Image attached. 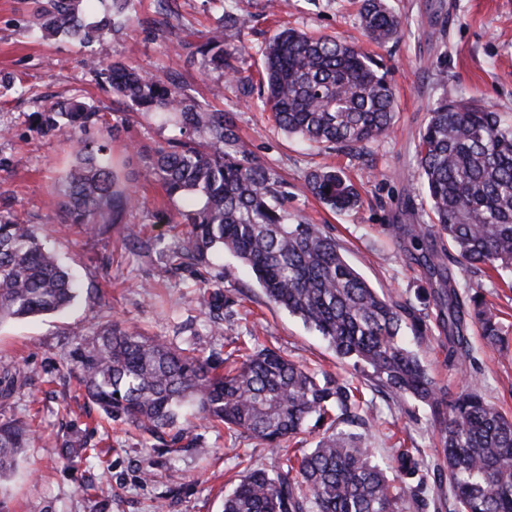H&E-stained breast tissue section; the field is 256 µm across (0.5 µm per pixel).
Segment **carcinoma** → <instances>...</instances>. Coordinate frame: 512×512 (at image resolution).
Segmentation results:
<instances>
[{
  "instance_id": "obj_1",
  "label": "carcinoma",
  "mask_w": 512,
  "mask_h": 512,
  "mask_svg": "<svg viewBox=\"0 0 512 512\" xmlns=\"http://www.w3.org/2000/svg\"><path fill=\"white\" fill-rule=\"evenodd\" d=\"M83 2L91 9L97 4L40 0L33 26L87 42L92 32L119 23L136 7V0H113L117 10L90 25L79 9ZM359 14L371 42L398 37L402 19L387 0H361ZM245 25L229 15L209 31L198 47L203 70L222 71L230 58L245 56ZM107 82L133 105L172 112L181 128L207 135L203 147L175 141L151 163L168 197L196 200L194 208L179 212L187 231L169 260L178 263L185 254L201 260L213 250L234 254L268 302L318 331L340 360L372 369L377 386L432 408L442 425L456 512H512V418L476 391L449 398L437 387L419 357L398 342L401 309L367 283L319 225L288 223V213L275 203L276 179L240 143L233 120L148 71L114 65ZM259 85L278 126L317 146L358 153L393 127L395 94L386 73L367 53L336 37L277 30L264 49ZM100 120L98 109L74 102L39 113L36 123L43 134H64ZM106 149L103 142H78L75 163L51 193L71 223L86 231L116 224L140 207L135 195L120 188L104 160ZM416 160L432 223L455 250L451 257L445 251L428 256L432 273L448 282L441 290L448 308V356L467 351L468 322L496 344L499 322L480 293L461 298L447 264L481 265L498 274L512 270V125L477 101L442 100L418 134ZM307 185L334 211L360 202L354 184L334 168L312 171ZM81 291L31 225L0 215V323L59 312ZM69 361L88 400L164 446L173 429L172 443L186 436L180 424L189 408L198 420L263 441L281 455L272 473L244 469L224 496L222 512H403L404 494L371 460L366 435L351 431L365 423L358 388L322 382L272 349H257L226 367L218 352L206 356L192 344L180 348L110 324L80 339ZM0 372L11 380L0 389L6 402L27 375L15 364L0 366ZM311 420L324 426L315 448L300 456L283 451L281 443ZM31 439L23 423L0 420V479L12 472ZM60 448L73 461L96 445L76 430ZM396 463L403 475L418 470L406 448L398 449Z\"/></svg>"
}]
</instances>
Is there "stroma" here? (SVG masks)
I'll return each mask as SVG.
<instances>
[{
    "instance_id": "1",
    "label": "stroma",
    "mask_w": 512,
    "mask_h": 512,
    "mask_svg": "<svg viewBox=\"0 0 512 512\" xmlns=\"http://www.w3.org/2000/svg\"><path fill=\"white\" fill-rule=\"evenodd\" d=\"M403 20L400 36L379 47L364 36L359 0H138L137 12L88 44L47 37L30 29L35 0H0V215L32 225L84 292L66 311L0 325V362L25 369V385L0 419L15 418L39 432L16 471L0 480V512H221L224 495L248 464L269 471L280 460L255 439H237L202 424L185 446L155 447L131 424L106 421L69 375L68 354L79 337L109 322L179 344L193 337L202 348L230 353L259 344L315 371L359 386L368 410L365 434L375 463L395 476L397 448L420 462L405 483L417 490L405 512H455L442 460L439 423L431 408L378 387L366 371L337 359L316 332L269 303L245 266L227 252L204 262L170 265L183 239L172 219L189 206L168 198L150 169L159 149L179 136L165 112H141L89 74L88 56L159 78L181 75L185 91L232 117L253 157L277 180L291 222L322 226L372 288L401 306L410 322L402 342L429 368L448 394L474 388L512 415V288L473 269H455L459 284L479 286L503 327L504 345L469 328V351L452 359L444 328L447 311L421 252H410V230L430 221L419 183L415 142L440 100L475 99L512 121V0H393ZM249 17L241 39L242 66L257 75L268 38L283 27L337 35L363 47L387 73L395 94L392 132L353 156L315 149L285 134L259 94L243 96L227 74L201 78L200 65L180 42H201L222 11ZM81 99L112 128V168L136 190L140 209L93 234L70 224L48 199L73 159L78 140L102 136L94 126L78 135L40 134L34 118L50 105ZM335 167L355 184L361 200L345 212L322 204L307 188L308 174ZM224 292L222 335H213L203 298ZM73 429L97 443L100 456L68 464L56 443Z\"/></svg>"
}]
</instances>
